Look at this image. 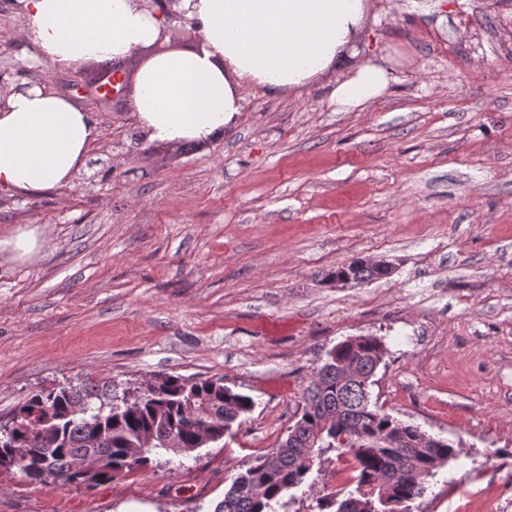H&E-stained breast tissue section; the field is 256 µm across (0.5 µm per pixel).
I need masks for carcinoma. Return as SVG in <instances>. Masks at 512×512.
<instances>
[{
  "mask_svg": "<svg viewBox=\"0 0 512 512\" xmlns=\"http://www.w3.org/2000/svg\"><path fill=\"white\" fill-rule=\"evenodd\" d=\"M338 273L354 285L385 275L363 260H353L324 281ZM384 354L377 336H356L334 346L302 394L291 434L252 460L214 512H271L275 503L289 512L290 491L304 484L312 470L302 465L303 457L318 460L331 452L354 462L352 489L342 498L334 492L317 497L319 512H338L348 499L357 502L351 512H411L418 488L404 474L420 471L432 477L457 459L461 449L447 441L435 448L408 447L415 426L371 402L373 377ZM348 363L356 364L358 377L342 374ZM253 407L249 396L225 385L222 377L192 380L167 375L154 387L124 389L120 395L111 382L43 388L19 403L10 429L0 431V458L23 448L27 459L17 469L25 473L36 468L39 485L90 489L147 467L154 455L172 452L165 446L171 437L180 448L199 447L190 409L197 411L217 443ZM147 433L154 437L153 445L138 455L132 453ZM87 458L96 462L97 480L92 485L77 471V464Z\"/></svg>",
  "mask_w": 512,
  "mask_h": 512,
  "instance_id": "1",
  "label": "carcinoma"
}]
</instances>
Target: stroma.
<instances>
[{"label": "stroma", "instance_id": "stroma-1", "mask_svg": "<svg viewBox=\"0 0 512 512\" xmlns=\"http://www.w3.org/2000/svg\"><path fill=\"white\" fill-rule=\"evenodd\" d=\"M371 2L358 49L391 69L382 96L337 111L342 68L299 95L247 86L223 137L171 146L131 116L135 63L104 99L102 63L35 61L21 0H0V86L65 94L100 122L69 185L0 193V417L42 387L164 375L254 401L223 442L91 490L0 471V512H213L355 336L387 348L378 406L462 449L412 512H512V0ZM29 229L22 257L8 241ZM355 259L392 271L324 283ZM351 477L325 456L290 512Z\"/></svg>", "mask_w": 512, "mask_h": 512}]
</instances>
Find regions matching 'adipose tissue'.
Returning a JSON list of instances; mask_svg holds the SVG:
<instances>
[{"instance_id": "ef3b65f1", "label": "adipose tissue", "mask_w": 512, "mask_h": 512, "mask_svg": "<svg viewBox=\"0 0 512 512\" xmlns=\"http://www.w3.org/2000/svg\"><path fill=\"white\" fill-rule=\"evenodd\" d=\"M23 7L25 36L52 67L137 59L131 115L160 144L222 137L246 85L299 95L346 60L351 73L333 91L337 110H354L388 86L382 67L356 60L370 0H172L161 9L139 0H23ZM177 23L198 35V47L155 51ZM98 137L91 113L67 96L37 86L13 93L0 109V189L69 184Z\"/></svg>"}]
</instances>
